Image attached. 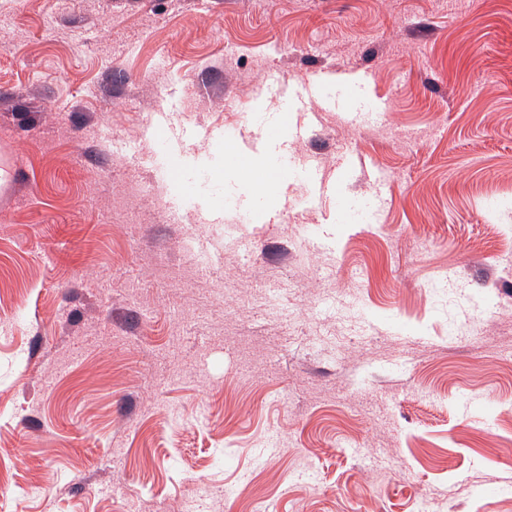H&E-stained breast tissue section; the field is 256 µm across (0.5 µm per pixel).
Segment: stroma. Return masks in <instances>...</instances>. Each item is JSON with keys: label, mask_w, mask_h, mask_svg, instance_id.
<instances>
[{"label": "stroma", "mask_w": 512, "mask_h": 512, "mask_svg": "<svg viewBox=\"0 0 512 512\" xmlns=\"http://www.w3.org/2000/svg\"><path fill=\"white\" fill-rule=\"evenodd\" d=\"M424 507L512 512V0H0V512Z\"/></svg>", "instance_id": "35a3bbf8"}]
</instances>
